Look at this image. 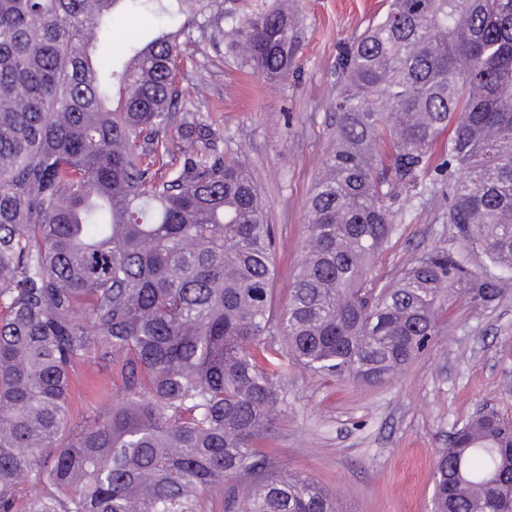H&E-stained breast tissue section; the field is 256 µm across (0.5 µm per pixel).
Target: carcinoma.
I'll list each match as a JSON object with an SVG mask.
<instances>
[{
  "mask_svg": "<svg viewBox=\"0 0 512 512\" xmlns=\"http://www.w3.org/2000/svg\"><path fill=\"white\" fill-rule=\"evenodd\" d=\"M217 0H0V512H337L335 491L267 469L284 395L272 357L380 385L463 299L512 278V0H386L336 68L334 135L307 202L288 304L271 305L276 236L260 188L187 107L176 62ZM176 16L149 40L126 16ZM230 38L257 76L293 70L288 0ZM448 205V237L378 286L391 200ZM110 359L122 400L76 426L70 370ZM27 477L36 495L18 508ZM433 512H512V423L474 416L435 463Z\"/></svg>",
  "mask_w": 512,
  "mask_h": 512,
  "instance_id": "1",
  "label": "carcinoma"
}]
</instances>
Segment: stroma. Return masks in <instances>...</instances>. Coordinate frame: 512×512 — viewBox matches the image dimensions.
I'll list each match as a JSON object with an SVG mask.
<instances>
[{
    "label": "stroma",
    "mask_w": 512,
    "mask_h": 512,
    "mask_svg": "<svg viewBox=\"0 0 512 512\" xmlns=\"http://www.w3.org/2000/svg\"><path fill=\"white\" fill-rule=\"evenodd\" d=\"M300 17L293 74L275 84L250 74L229 43L199 30L179 69L199 86L190 109L212 122L225 155L242 160L261 188L278 232L274 301L287 304L304 244L306 200L333 137L336 61L385 11L383 0H295ZM396 231L374 275L386 284L412 258L435 248L464 250L449 238L448 214L424 196L399 195ZM495 307L457 302L441 336L398 377L364 386L319 376L282 359L285 401L273 443H260L270 469L313 477L342 494L348 512H430L436 455L481 404L512 420V280ZM123 381L111 364L88 358L71 373L73 422L109 412Z\"/></svg>",
    "instance_id": "35a3bbf8"
}]
</instances>
